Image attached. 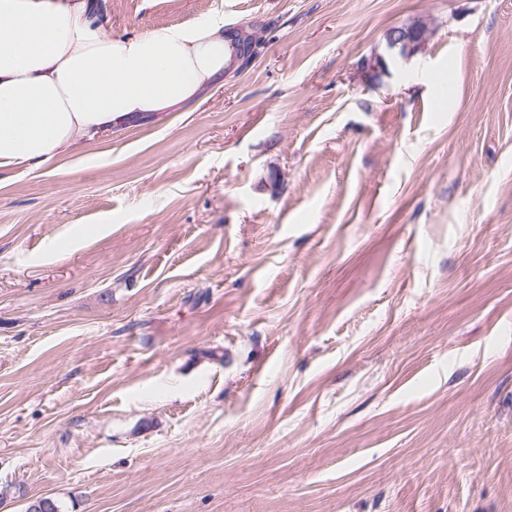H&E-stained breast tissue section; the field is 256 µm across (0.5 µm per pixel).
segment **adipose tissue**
I'll return each mask as SVG.
<instances>
[{
    "instance_id": "adipose-tissue-1",
    "label": "adipose tissue",
    "mask_w": 512,
    "mask_h": 512,
    "mask_svg": "<svg viewBox=\"0 0 512 512\" xmlns=\"http://www.w3.org/2000/svg\"><path fill=\"white\" fill-rule=\"evenodd\" d=\"M236 47L220 18L111 38L97 0H0V168L42 165L169 111L223 74Z\"/></svg>"
}]
</instances>
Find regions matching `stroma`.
Segmentation results:
<instances>
[{
  "label": "stroma",
  "mask_w": 512,
  "mask_h": 512,
  "mask_svg": "<svg viewBox=\"0 0 512 512\" xmlns=\"http://www.w3.org/2000/svg\"><path fill=\"white\" fill-rule=\"evenodd\" d=\"M101 2L253 52L0 168V512H512V0ZM429 29L425 23L393 26L385 34L386 56L374 54L364 66L371 82H376L381 75L389 72L390 67H396L402 61L421 53L428 40Z\"/></svg>",
  "instance_id": "35a3bbf8"
}]
</instances>
